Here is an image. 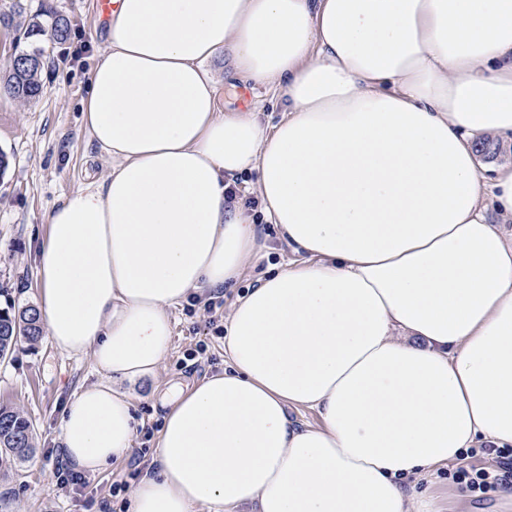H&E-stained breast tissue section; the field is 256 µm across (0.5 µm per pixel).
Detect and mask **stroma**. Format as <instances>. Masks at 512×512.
I'll return each instance as SVG.
<instances>
[{"instance_id": "1", "label": "stroma", "mask_w": 512, "mask_h": 512, "mask_svg": "<svg viewBox=\"0 0 512 512\" xmlns=\"http://www.w3.org/2000/svg\"><path fill=\"white\" fill-rule=\"evenodd\" d=\"M25 15L55 10L73 24L69 40L53 43L45 38L20 37L19 22L0 24V152L9 158L0 173V306L17 308L37 303V259L47 217L64 192L104 176L111 164L82 126L87 75L105 47L106 24L95 0H0V15L16 8ZM44 48L42 93L31 101L12 96L4 79L18 54ZM265 244L262 258L249 267L234 287L225 289V305L214 316L224 320L226 306L258 279L291 259L274 225L259 224ZM172 340L156 381L136 384L135 413L140 422L132 448L118 462L89 476L86 488L61 491L56 487V461L62 452L59 421L66 400L96 373L90 356H71L49 340L19 344L0 363V405L23 411L34 425V450L22 462L0 466V512H127V494H113L116 479L135 485L146 468L134 465L138 456H152L160 423V406L151 396L155 383L169 379L191 381L224 365V341L215 335L203 312L172 314ZM203 344L195 369L181 367L187 349ZM429 512H512V489L495 487L482 493L465 491L437 468L421 480Z\"/></svg>"}]
</instances>
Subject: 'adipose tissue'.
<instances>
[{"label":"adipose tissue","instance_id":"obj_1","mask_svg":"<svg viewBox=\"0 0 512 512\" xmlns=\"http://www.w3.org/2000/svg\"><path fill=\"white\" fill-rule=\"evenodd\" d=\"M220 57L276 125L220 109ZM82 123L112 165L37 267L49 341L101 376L60 419L76 470L130 449L172 310L260 258L238 176L295 255L233 303L222 370L155 390L128 512H411L409 478L512 447V163L478 153L512 139V0H117Z\"/></svg>","mask_w":512,"mask_h":512}]
</instances>
